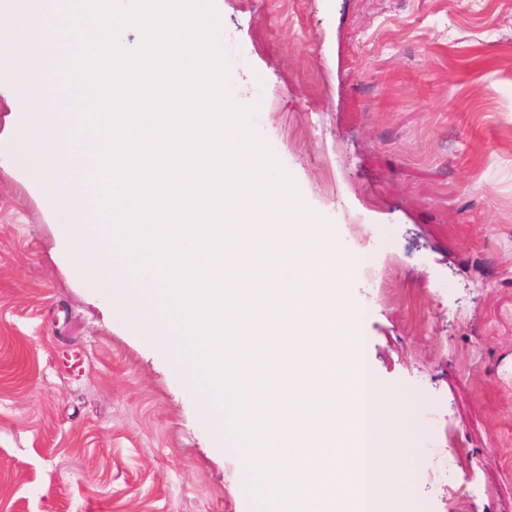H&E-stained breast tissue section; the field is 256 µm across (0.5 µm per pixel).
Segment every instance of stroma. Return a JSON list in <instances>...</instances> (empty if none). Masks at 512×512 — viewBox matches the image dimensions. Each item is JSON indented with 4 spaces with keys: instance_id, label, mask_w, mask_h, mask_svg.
<instances>
[{
    "instance_id": "obj_1",
    "label": "stroma",
    "mask_w": 512,
    "mask_h": 512,
    "mask_svg": "<svg viewBox=\"0 0 512 512\" xmlns=\"http://www.w3.org/2000/svg\"><path fill=\"white\" fill-rule=\"evenodd\" d=\"M233 98L332 224L411 512H512V0H218ZM0 95V512H258L218 404L74 272ZM83 350L68 372L62 357Z\"/></svg>"
}]
</instances>
